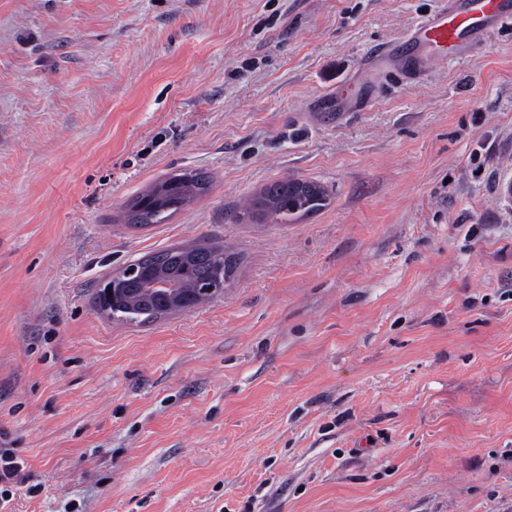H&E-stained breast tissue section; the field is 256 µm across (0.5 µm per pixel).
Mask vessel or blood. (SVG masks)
<instances>
[{
    "mask_svg": "<svg viewBox=\"0 0 512 512\" xmlns=\"http://www.w3.org/2000/svg\"><path fill=\"white\" fill-rule=\"evenodd\" d=\"M512 20V0H446L443 8L422 19L407 38L408 51L391 46L379 51L383 67L402 62L407 78L420 75L421 53L441 62L473 52L477 36L495 31Z\"/></svg>",
    "mask_w": 512,
    "mask_h": 512,
    "instance_id": "1",
    "label": "vessel or blood"
}]
</instances>
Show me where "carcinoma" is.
Instances as JSON below:
<instances>
[{"label": "carcinoma", "instance_id": "1", "mask_svg": "<svg viewBox=\"0 0 512 512\" xmlns=\"http://www.w3.org/2000/svg\"><path fill=\"white\" fill-rule=\"evenodd\" d=\"M299 180L284 179L269 183L252 200L250 208L260 210L266 218L277 224L292 222L323 207L326 199L325 189L316 182H310L312 191H303L298 187ZM208 178L198 172L171 174L151 185L129 210L128 220L138 223L134 211L142 208L149 216L147 223L158 224L208 189ZM215 249L200 245H183L156 253L165 260V270L171 276L191 283L211 278L214 265L209 259Z\"/></svg>", "mask_w": 512, "mask_h": 512}]
</instances>
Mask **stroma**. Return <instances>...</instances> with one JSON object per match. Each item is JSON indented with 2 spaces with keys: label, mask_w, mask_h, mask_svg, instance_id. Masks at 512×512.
<instances>
[{
  "label": "stroma",
  "mask_w": 512,
  "mask_h": 512,
  "mask_svg": "<svg viewBox=\"0 0 512 512\" xmlns=\"http://www.w3.org/2000/svg\"><path fill=\"white\" fill-rule=\"evenodd\" d=\"M443 0H0V439L12 512H512V23L318 112ZM205 172L160 224L149 184ZM326 205L240 219L283 178ZM194 242L223 292L96 297ZM137 273V265L131 264L124 268L123 270L115 273L109 279V283L107 285V289L104 296L103 308L109 311V307L112 306V303L116 305L120 302V307L125 313L128 314H138V319L144 318L145 321L154 320L161 318L166 315L168 310L172 312H181L187 311L191 308L189 301L183 296L181 291L179 290V285L169 280L162 274L156 275L150 287L155 291L159 296L165 298L169 301V306L163 309H147L141 310L136 300L126 297L124 294L123 288H125L127 284V280L133 278ZM110 312L121 315H124L120 310L118 313L112 311V307H110ZM24 461L9 449L0 448V508L1 501L8 502L11 497V490L2 487H14L23 484L26 474L24 473Z\"/></svg>",
  "instance_id": "obj_1"
}]
</instances>
